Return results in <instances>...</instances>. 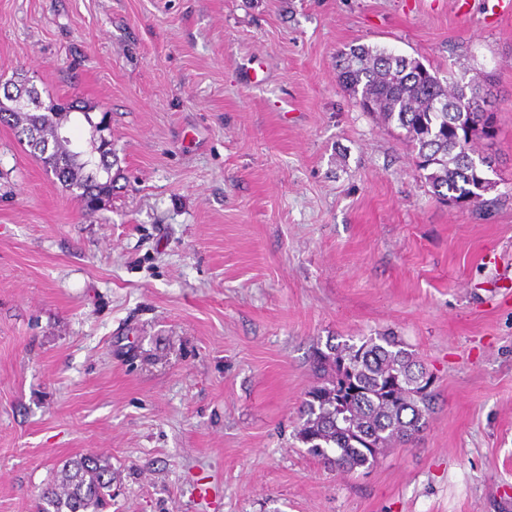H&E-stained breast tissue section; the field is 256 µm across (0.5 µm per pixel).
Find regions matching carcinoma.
I'll return each instance as SVG.
<instances>
[{
    "label": "carcinoma",
    "instance_id": "obj_1",
    "mask_svg": "<svg viewBox=\"0 0 512 512\" xmlns=\"http://www.w3.org/2000/svg\"><path fill=\"white\" fill-rule=\"evenodd\" d=\"M339 80L364 112L402 130L417 167L439 200L480 202L496 186L487 179L492 156L476 146L488 138L481 111L487 100L460 80H441L419 60L385 48L352 46L336 55ZM92 107L73 99L38 112H17L0 102V126L11 129L65 190L84 204L112 197V140L97 125L90 149L74 143L65 129L73 112L90 122ZM50 139L47 155L37 144ZM317 382L298 413L296 439L307 452L342 472L368 470L374 457L366 442L383 448L406 446L424 431L433 394H420L423 372L404 343L392 333L361 344L326 343L311 363ZM112 471L94 455L71 459L60 477L38 496L36 512H102L111 496Z\"/></svg>",
    "mask_w": 512,
    "mask_h": 512
}]
</instances>
